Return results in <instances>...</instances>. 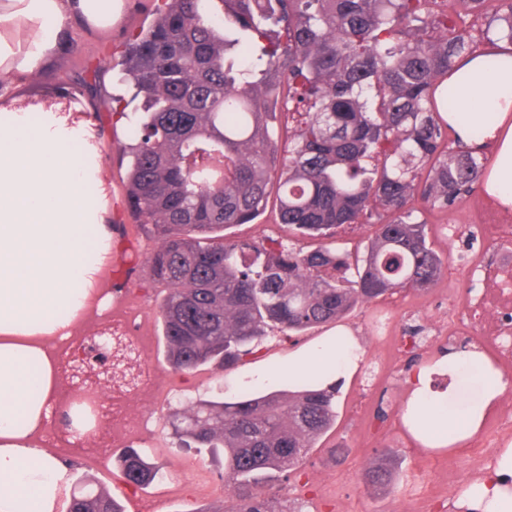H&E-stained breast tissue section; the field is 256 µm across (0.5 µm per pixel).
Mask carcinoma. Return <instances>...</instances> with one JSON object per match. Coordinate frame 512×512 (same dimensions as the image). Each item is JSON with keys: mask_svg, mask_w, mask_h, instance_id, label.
Instances as JSON below:
<instances>
[{"mask_svg": "<svg viewBox=\"0 0 512 512\" xmlns=\"http://www.w3.org/2000/svg\"><path fill=\"white\" fill-rule=\"evenodd\" d=\"M224 24L199 0H165L128 43L118 81L140 100L120 113L128 205L156 238L148 254L168 286L161 305L176 373L230 366L275 326L285 335L337 321L398 289L427 290L442 261L413 201L449 210L484 175L482 159L448 123V75L485 42L512 48V0H453L485 20L448 29L446 0H222ZM304 121L278 163L272 129L280 96ZM279 202L280 223L306 234L352 224L376 230L356 269L330 245L309 253L279 242H224ZM336 422V390L205 402L176 433L197 451L224 449L228 512H284L256 489L261 472H291ZM127 485L160 469L124 452ZM67 512H123L106 491L73 495Z\"/></svg>", "mask_w": 512, "mask_h": 512, "instance_id": "obj_1", "label": "carcinoma"}]
</instances>
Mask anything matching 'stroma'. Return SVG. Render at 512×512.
<instances>
[{"label":"stroma","instance_id":"35a3bbf8","mask_svg":"<svg viewBox=\"0 0 512 512\" xmlns=\"http://www.w3.org/2000/svg\"><path fill=\"white\" fill-rule=\"evenodd\" d=\"M125 19L109 32L73 29L67 43L48 61L43 72L17 83L14 101L77 92L82 100L81 124L92 139L91 150L110 173L108 203L112 208V242L131 247L139 258L134 265L113 264L102 283L109 298H121L122 311L113 316L118 325L129 326L144 335L146 363L166 379L161 395L136 404V413L148 417L146 428L105 440L99 452H88L80 441L70 440L59 413H52L41 445L69 464L73 482L90 479L112 494L125 512H227L230 492L226 488L223 455L212 456L179 447L174 427L184 411L202 400H228L250 391H288L289 352L335 332L337 326L350 328L360 336L366 357L361 371L340 386L336 396V423L314 443L295 471L261 475L262 485L272 486L281 506L307 501L308 512H410L403 497L413 479L433 484H451L452 491L438 500L420 504L419 512H453L454 496L474 478L472 464L454 453H437L418 447L401 423V407L407 393L410 370L447 348L448 341L436 337L435 320L444 310V299L455 294L458 301L476 296L481 271L495 256L479 227H472L456 241H449L448 228L466 223L469 201L451 210L422 207L428 241L442 260V272L424 292L402 290L358 304L341 324H325L295 335L293 339L268 338L254 354L235 367L224 369L205 365L187 374L174 373L166 357L160 305L166 285L157 282L143 256L156 240L137 226L129 215L124 182L125 166L121 146L125 125L117 124L108 109L112 98H129L118 85L125 45L132 34L154 21L156 0H127ZM228 242L259 243L284 240L306 251L323 240L301 234L279 221L276 209L267 208L253 223L233 224L224 231ZM390 312L398 333L418 331L421 341L412 349L387 351L373 339L376 315ZM142 448L159 466L160 478L144 489L125 485L115 444ZM392 471V483L385 488L368 487L363 476L376 463Z\"/></svg>","mask_w":512,"mask_h":512}]
</instances>
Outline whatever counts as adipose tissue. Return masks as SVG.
<instances>
[{
    "label": "adipose tissue",
    "instance_id": "obj_1",
    "mask_svg": "<svg viewBox=\"0 0 512 512\" xmlns=\"http://www.w3.org/2000/svg\"><path fill=\"white\" fill-rule=\"evenodd\" d=\"M126 0H0V512H58L71 476L39 438L58 391L54 347L67 339L97 294L112 248L103 213H89L86 182L107 174L83 146L84 130L47 110L29 126L5 106L16 82L43 69L57 43L46 25L77 21L92 29L122 22ZM467 135L482 122L475 104L493 111L497 153L486 193L512 206V55L488 68L481 54L465 57L449 78ZM96 237L98 250L87 249ZM365 352L351 330L288 357V380L323 376L339 384L359 371ZM444 376V390L434 379ZM401 421L422 447L451 451L478 435L512 379L478 348L451 347L417 367ZM457 512H512V448L498 449L487 475L470 480Z\"/></svg>",
    "mask_w": 512,
    "mask_h": 512
}]
</instances>
